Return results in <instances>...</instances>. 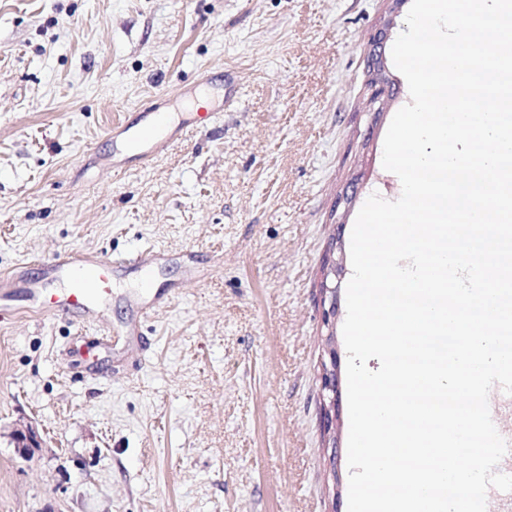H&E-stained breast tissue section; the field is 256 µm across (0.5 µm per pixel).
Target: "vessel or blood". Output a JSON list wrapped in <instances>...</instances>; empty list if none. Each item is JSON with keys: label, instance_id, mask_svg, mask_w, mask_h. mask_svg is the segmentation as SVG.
<instances>
[{"label": "vessel or blood", "instance_id": "obj_1", "mask_svg": "<svg viewBox=\"0 0 512 512\" xmlns=\"http://www.w3.org/2000/svg\"><path fill=\"white\" fill-rule=\"evenodd\" d=\"M151 119L146 128L119 126L126 142L138 149L157 151L168 142L166 130L170 114L160 107L150 109ZM43 277L31 282L30 309L39 314L74 313L85 323H101L99 304L112 294V259L92 252L65 253L44 262Z\"/></svg>", "mask_w": 512, "mask_h": 512}]
</instances>
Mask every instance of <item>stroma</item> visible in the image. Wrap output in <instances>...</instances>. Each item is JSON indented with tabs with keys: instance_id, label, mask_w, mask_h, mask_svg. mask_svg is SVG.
<instances>
[{
	"instance_id": "1",
	"label": "stroma",
	"mask_w": 512,
	"mask_h": 512,
	"mask_svg": "<svg viewBox=\"0 0 512 512\" xmlns=\"http://www.w3.org/2000/svg\"><path fill=\"white\" fill-rule=\"evenodd\" d=\"M387 0H0V512H348L347 403L320 418L317 281L386 177L404 76L371 109ZM205 82L223 109L138 162L109 127ZM96 155L128 168L112 174ZM168 304L138 320V268ZM117 260L106 318L28 312L56 253ZM138 333L123 335L129 322ZM35 424L44 445L11 439ZM384 35H382V32H378L377 35L374 37L369 51H368V73L370 76V79L378 88H380L381 91H384L383 98L386 95L387 92V84L388 82L383 80L379 74V69L381 66L382 59H384L383 53L380 50L381 46L383 45ZM15 448H21L23 457H28L35 448L42 447V439L37 428L32 423L21 424L12 431Z\"/></svg>"
}]
</instances>
